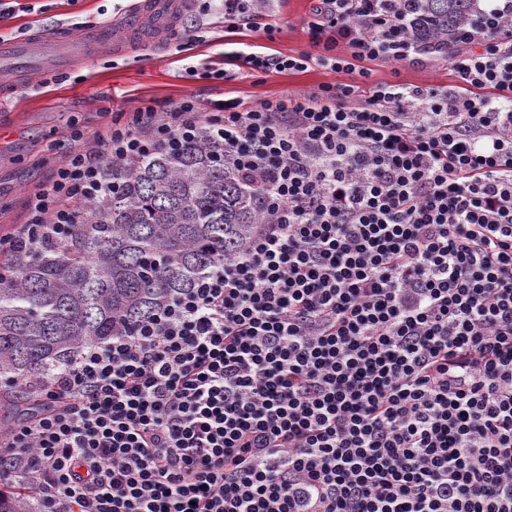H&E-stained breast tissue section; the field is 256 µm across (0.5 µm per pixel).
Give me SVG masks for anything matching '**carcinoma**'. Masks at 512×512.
<instances>
[{"mask_svg": "<svg viewBox=\"0 0 512 512\" xmlns=\"http://www.w3.org/2000/svg\"><path fill=\"white\" fill-rule=\"evenodd\" d=\"M480 0H408L411 45L451 53ZM118 185L94 203L64 247L15 251L0 262V406H31L29 382L67 366L82 346L135 327L243 247L263 201L205 140L104 169ZM0 492V512H22Z\"/></svg>", "mask_w": 512, "mask_h": 512, "instance_id": "1", "label": "carcinoma"}]
</instances>
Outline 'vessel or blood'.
<instances>
[{
	"label": "vessel or blood",
	"instance_id": "1",
	"mask_svg": "<svg viewBox=\"0 0 512 512\" xmlns=\"http://www.w3.org/2000/svg\"><path fill=\"white\" fill-rule=\"evenodd\" d=\"M187 7L186 0H142L135 11L113 27L80 35L57 29L0 38V60L14 63L13 68L0 69V97L21 85L37 84L41 70H61L76 62H90L134 41L152 42L168 30L173 14Z\"/></svg>",
	"mask_w": 512,
	"mask_h": 512
}]
</instances>
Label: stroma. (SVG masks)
I'll return each instance as SVG.
<instances>
[{"label": "stroma", "instance_id": "1", "mask_svg": "<svg viewBox=\"0 0 512 512\" xmlns=\"http://www.w3.org/2000/svg\"><path fill=\"white\" fill-rule=\"evenodd\" d=\"M133 2L39 0L37 11L0 20V33H28L77 22L88 29L99 28L108 22L119 23L121 4ZM313 4L314 0H275L277 30L273 41H266L259 32L248 33L247 41L269 43L286 55L307 51L305 23ZM207 7L206 0H194L159 42L101 57L49 79L46 87H22L0 101V116L11 123L10 131L0 136V230L25 221L28 191L49 179L59 158L73 150V143L65 139L68 123L94 130L111 120L113 113L136 111L148 100L167 106L193 94L207 100L235 98L253 105L288 92L351 81V74L317 66L230 81L191 75V68L220 60L229 49L221 22L206 25L199 35L192 31V20L202 18ZM370 68L376 82L439 89L459 84L445 53L417 52L412 61L377 60Z\"/></svg>", "mask_w": 512, "mask_h": 512}]
</instances>
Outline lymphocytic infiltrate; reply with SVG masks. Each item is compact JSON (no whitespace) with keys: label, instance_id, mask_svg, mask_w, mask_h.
<instances>
[{"label":"lymphocytic infiltrate","instance_id":"lymphocytic-infiltrate-1","mask_svg":"<svg viewBox=\"0 0 512 512\" xmlns=\"http://www.w3.org/2000/svg\"><path fill=\"white\" fill-rule=\"evenodd\" d=\"M272 0L224 30L273 36ZM407 0H316L308 52L241 43L206 79L355 83L118 112L67 153L0 254L70 240L106 165L201 137L265 209L221 270L82 349L0 441L27 512H512V0L460 32L458 87L407 60Z\"/></svg>","mask_w":512,"mask_h":512}]
</instances>
